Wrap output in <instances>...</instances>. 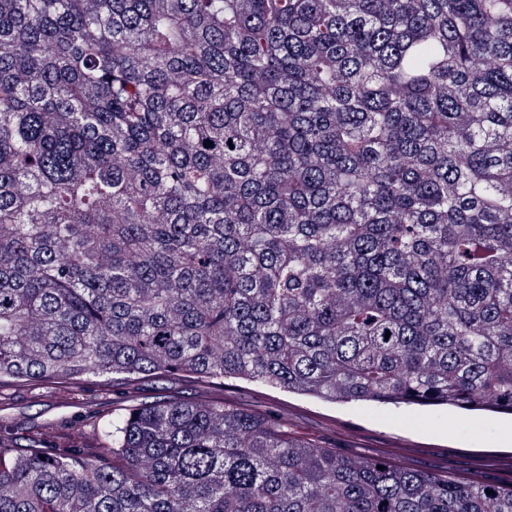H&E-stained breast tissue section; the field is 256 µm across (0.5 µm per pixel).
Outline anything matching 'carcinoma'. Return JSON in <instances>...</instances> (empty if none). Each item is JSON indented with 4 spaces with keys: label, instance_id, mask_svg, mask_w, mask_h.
Segmentation results:
<instances>
[{
    "label": "carcinoma",
    "instance_id": "1",
    "mask_svg": "<svg viewBox=\"0 0 512 512\" xmlns=\"http://www.w3.org/2000/svg\"><path fill=\"white\" fill-rule=\"evenodd\" d=\"M109 374L512 412V0H0V379ZM92 432L0 436V512H512L222 401Z\"/></svg>",
    "mask_w": 512,
    "mask_h": 512
}]
</instances>
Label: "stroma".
Listing matches in <instances>:
<instances>
[{
  "mask_svg": "<svg viewBox=\"0 0 512 512\" xmlns=\"http://www.w3.org/2000/svg\"><path fill=\"white\" fill-rule=\"evenodd\" d=\"M167 399L224 400L274 418L290 437L351 455L365 453L414 471L500 481L512 476V415L448 406L332 403L252 383L189 375L91 377L74 384L0 382V419L15 446L49 442L54 423L79 429Z\"/></svg>",
  "mask_w": 512,
  "mask_h": 512,
  "instance_id": "35a3bbf8",
  "label": "stroma"
}]
</instances>
